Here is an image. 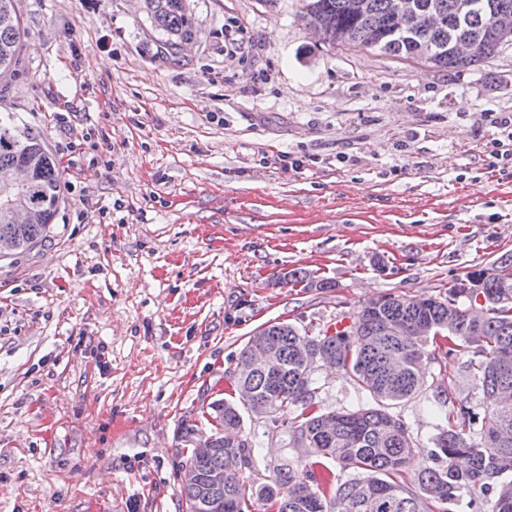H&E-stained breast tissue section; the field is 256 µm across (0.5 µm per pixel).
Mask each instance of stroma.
<instances>
[{
    "instance_id": "35a3bbf8",
    "label": "stroma",
    "mask_w": 512,
    "mask_h": 512,
    "mask_svg": "<svg viewBox=\"0 0 512 512\" xmlns=\"http://www.w3.org/2000/svg\"><path fill=\"white\" fill-rule=\"evenodd\" d=\"M186 6L172 60L143 0H16L0 113L43 138L62 200L40 245L0 257V512H188L183 430L229 397L258 328L443 298L512 253V167L490 157L512 47L448 71L321 44L302 0ZM469 360H424L423 391L390 406L423 447L438 398L488 423ZM312 379L319 411L371 404L341 369ZM244 428L246 481L309 465Z\"/></svg>"
}]
</instances>
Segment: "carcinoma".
I'll list each match as a JSON object with an SVG mask.
<instances>
[{
    "label": "carcinoma",
    "mask_w": 512,
    "mask_h": 512,
    "mask_svg": "<svg viewBox=\"0 0 512 512\" xmlns=\"http://www.w3.org/2000/svg\"><path fill=\"white\" fill-rule=\"evenodd\" d=\"M350 0H303L304 25H321L332 32V45L351 50H378L408 61L425 55L424 62L439 69H465L483 62L502 47L491 30L501 17L512 19V0H480L481 9L463 24L455 22L457 0H418L449 20L445 26L420 32L417 41L394 36L388 26L389 0H362L354 12ZM154 27L164 36L160 52L174 53L192 39V22L185 0H144ZM23 30L15 0H0V73L12 70ZM469 36L474 42L467 58L453 55L451 40ZM32 173L28 189L12 196L25 210V223L15 224L0 205V256L29 251L42 241L60 203L59 164L40 135L16 123L11 112L0 113V170L16 164ZM512 253L495 261L494 272L482 287L465 292L452 287L448 297L415 302L400 296L385 297L378 309H360L356 335L326 328L316 336L300 333L288 323H273L249 342H264L275 353L267 368L244 371L249 347L240 352L228 380L236 395L201 407L209 433L197 425L185 428L184 438L194 445L199 437L211 438L214 451L189 456L187 466L196 472L193 484L182 483L188 512H245L248 500L267 503L274 512H450L461 494L480 487L494 495L491 512H512V399H494L496 390L512 392ZM425 321L434 335L412 336L399 330ZM440 363L464 349L480 360L471 365L484 399L492 406V422L479 429L464 408L437 411L446 422L435 447H419L404 422L387 406L417 393L424 384L421 364L431 352ZM302 346L325 350L350 376L358 390L368 393L375 406L367 409L320 412L315 409L316 389L311 387V366L298 355ZM264 398L275 405L271 429L284 428L304 442L310 469L300 472L281 462L274 479L261 486L246 483L242 472L251 467L254 448L243 434L246 401ZM294 416L288 417V409ZM423 456L427 464L408 476L404 466ZM338 463L354 470L345 481L336 480L329 467ZM214 470L224 471V486L209 482Z\"/></svg>",
    "instance_id": "cac0c4a2"
}]
</instances>
